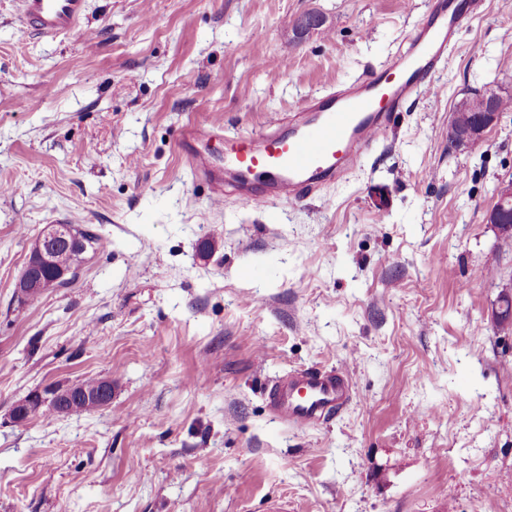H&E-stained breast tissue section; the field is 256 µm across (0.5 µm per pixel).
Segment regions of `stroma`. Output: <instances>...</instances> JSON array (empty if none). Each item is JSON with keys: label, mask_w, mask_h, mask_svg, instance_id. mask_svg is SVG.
<instances>
[{"label": "stroma", "mask_w": 512, "mask_h": 512, "mask_svg": "<svg viewBox=\"0 0 512 512\" xmlns=\"http://www.w3.org/2000/svg\"><path fill=\"white\" fill-rule=\"evenodd\" d=\"M86 2L47 39L0 0V512H512V236L485 220L512 110L448 147L464 94L512 99V0L459 33L440 94L273 223L212 201L183 126L259 130L387 63L430 0ZM53 220L100 243L20 302ZM311 367L347 369L352 399L283 425L267 389ZM89 376L108 406L13 423ZM497 97L498 94L494 92H488L481 96L483 112H481L480 122L474 130H469L461 135L459 141L455 143L456 150L467 149L482 141L487 131L497 123L500 115V112L495 111Z\"/></svg>", "instance_id": "obj_1"}]
</instances>
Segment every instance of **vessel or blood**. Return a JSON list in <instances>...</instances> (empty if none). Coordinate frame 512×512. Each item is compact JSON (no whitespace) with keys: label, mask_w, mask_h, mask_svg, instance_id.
Here are the masks:
<instances>
[{"label":"vessel or blood","mask_w":512,"mask_h":512,"mask_svg":"<svg viewBox=\"0 0 512 512\" xmlns=\"http://www.w3.org/2000/svg\"><path fill=\"white\" fill-rule=\"evenodd\" d=\"M20 4L24 29L56 37L78 26L86 0ZM483 7L484 0H432L427 21L411 29L405 49L385 66L342 88L307 98L293 119L269 118L267 130L228 137L223 129L187 123L182 150L192 174L208 182L219 203L229 186L245 206L285 209L317 195L373 149L397 112L419 97L437 93V72L460 31ZM223 138L230 148L219 162L204 146ZM353 391V379L343 368L298 369L273 382L267 401L276 419L305 427L334 420Z\"/></svg>","instance_id":"b4317fda"}]
</instances>
